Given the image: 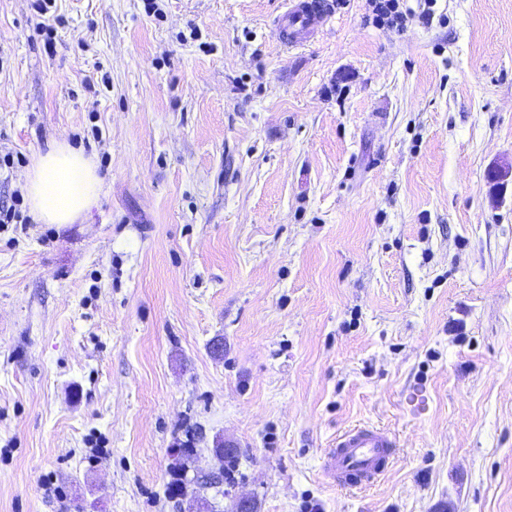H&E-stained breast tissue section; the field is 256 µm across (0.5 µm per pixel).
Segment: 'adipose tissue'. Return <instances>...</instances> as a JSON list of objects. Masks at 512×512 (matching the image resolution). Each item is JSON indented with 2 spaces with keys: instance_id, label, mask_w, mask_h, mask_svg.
Wrapping results in <instances>:
<instances>
[{
  "instance_id": "1",
  "label": "adipose tissue",
  "mask_w": 512,
  "mask_h": 512,
  "mask_svg": "<svg viewBox=\"0 0 512 512\" xmlns=\"http://www.w3.org/2000/svg\"><path fill=\"white\" fill-rule=\"evenodd\" d=\"M25 189L35 219L44 224H71L96 203L102 180L92 161L65 142L36 158Z\"/></svg>"
}]
</instances>
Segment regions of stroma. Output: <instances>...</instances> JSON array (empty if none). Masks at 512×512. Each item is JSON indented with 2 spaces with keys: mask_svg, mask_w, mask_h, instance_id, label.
Here are the masks:
<instances>
[{
  "mask_svg": "<svg viewBox=\"0 0 512 512\" xmlns=\"http://www.w3.org/2000/svg\"><path fill=\"white\" fill-rule=\"evenodd\" d=\"M286 2L0 0V512H512V0L290 51ZM57 142L74 224L29 216ZM356 424L399 448L344 491ZM25 189L35 219L43 224H74L98 200L102 180L92 161L66 142L36 158Z\"/></svg>",
  "mask_w": 512,
  "mask_h": 512,
  "instance_id": "stroma-1",
  "label": "stroma"
}]
</instances>
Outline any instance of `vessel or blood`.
Returning a JSON list of instances; mask_svg holds the SVG:
<instances>
[{
	"mask_svg": "<svg viewBox=\"0 0 512 512\" xmlns=\"http://www.w3.org/2000/svg\"><path fill=\"white\" fill-rule=\"evenodd\" d=\"M330 13L328 0H289L287 9L275 19L281 42L292 48L309 41ZM396 447L386 430L372 426L348 430L337 437L327 454L328 474L342 488L371 484L383 473Z\"/></svg>",
	"mask_w": 512,
	"mask_h": 512,
	"instance_id": "vessel-or-blood-1",
	"label": "vessel or blood"
}]
</instances>
